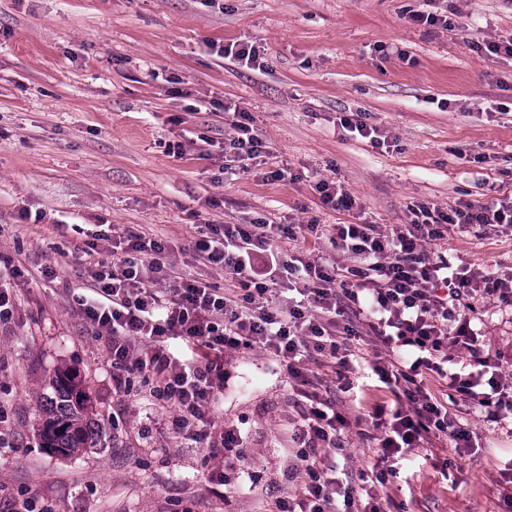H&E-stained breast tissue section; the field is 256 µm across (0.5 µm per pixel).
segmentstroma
Segmentation results:
<instances>
[{
  "label": "stroma",
  "mask_w": 512,
  "mask_h": 512,
  "mask_svg": "<svg viewBox=\"0 0 512 512\" xmlns=\"http://www.w3.org/2000/svg\"><path fill=\"white\" fill-rule=\"evenodd\" d=\"M426 6L450 12L451 27L412 23ZM510 38L512 0H0V286L14 301L0 324V512L27 500L36 512H277L300 487L287 478L298 392L286 367L259 349L231 356L215 422L240 430L245 456L225 468L227 485L210 481L215 461L177 431L174 410L146 383L125 394L112 383L106 341L79 307L110 247L95 235L107 225L163 239L173 278L224 289L230 275L191 251L208 224L389 230L416 202L512 196V58L473 49ZM231 43L257 47L259 65L221 56ZM226 103L267 148L225 176ZM356 113L385 145L340 127ZM322 179L361 210L326 207ZM435 250L512 271L507 234L452 228ZM471 326L512 374V313L488 301ZM361 354L351 381L321 357L304 362L351 419L391 397L374 347ZM66 367L98 434L60 456L42 446L40 401ZM450 410L478 447L431 439L368 494L390 512H512V418L487 421L463 400ZM376 459L353 430L342 454L320 457L353 487Z\"/></svg>",
  "instance_id": "1"
}]
</instances>
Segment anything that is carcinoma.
Returning <instances> with one entry per match:
<instances>
[{"label": "carcinoma", "instance_id": "cac0c4a2", "mask_svg": "<svg viewBox=\"0 0 512 512\" xmlns=\"http://www.w3.org/2000/svg\"><path fill=\"white\" fill-rule=\"evenodd\" d=\"M75 379L71 370H58L42 396L44 447L65 456L89 447L95 436L88 397Z\"/></svg>", "mask_w": 512, "mask_h": 512}]
</instances>
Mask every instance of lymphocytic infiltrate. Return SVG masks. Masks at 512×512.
Here are the masks:
<instances>
[{
	"label": "lymphocytic infiltrate",
	"instance_id": "lymphocytic-infiltrate-1",
	"mask_svg": "<svg viewBox=\"0 0 512 512\" xmlns=\"http://www.w3.org/2000/svg\"><path fill=\"white\" fill-rule=\"evenodd\" d=\"M224 112L231 117L225 159L258 157L265 141L248 112L229 106ZM410 213L409 223L390 230L374 224H212L193 255L223 268L235 287L220 290L192 279L163 295L152 285L170 278L168 247L129 230L113 235L120 256L100 262L92 274L94 295L81 307L111 349L114 385L126 390L137 378L154 381L153 395L176 410L178 429L209 459L220 460L244 445L237 430H214L212 402L224 390L227 359L255 348L269 352L301 386L293 440L299 446L295 471L303 480L296 495L279 500L278 512H382L319 466L321 451L344 450L350 422L308 390L304 358L316 354L346 370L359 343L384 352L373 369L392 389L395 407L379 405L370 415L380 466L361 472L365 483L395 474L399 460L430 437L471 447L470 433L457 428L447 402L432 393L430 377L447 379L450 391L483 409L490 421L512 416V374L479 350L471 327L473 299L512 308V274L456 267L429 253L452 226L512 230V199L463 200L445 211L416 203ZM307 236L327 238L335 258L291 256L279 245ZM180 337L197 347L193 358L171 352L170 340ZM454 357L462 359V372L447 371Z\"/></svg>",
	"mask_w": 512,
	"mask_h": 512
}]
</instances>
